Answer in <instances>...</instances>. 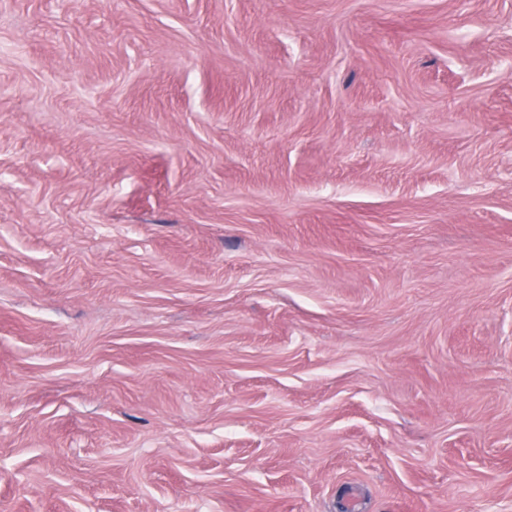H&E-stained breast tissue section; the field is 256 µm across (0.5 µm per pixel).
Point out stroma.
Returning <instances> with one entry per match:
<instances>
[{"instance_id": "stroma-1", "label": "stroma", "mask_w": 512, "mask_h": 512, "mask_svg": "<svg viewBox=\"0 0 512 512\" xmlns=\"http://www.w3.org/2000/svg\"><path fill=\"white\" fill-rule=\"evenodd\" d=\"M6 512H512V0H0Z\"/></svg>"}]
</instances>
